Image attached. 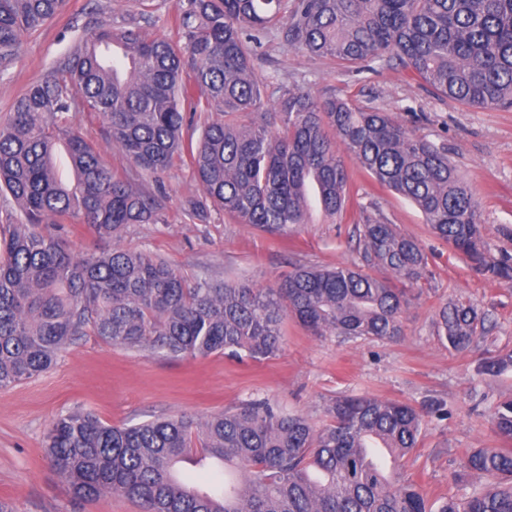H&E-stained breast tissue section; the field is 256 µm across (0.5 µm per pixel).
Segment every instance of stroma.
<instances>
[{"label":"stroma","mask_w":512,"mask_h":512,"mask_svg":"<svg viewBox=\"0 0 512 512\" xmlns=\"http://www.w3.org/2000/svg\"><path fill=\"white\" fill-rule=\"evenodd\" d=\"M175 5L176 0H66L55 18L23 37L15 56L0 60V119L97 23L121 26L134 19L148 37L177 39ZM260 52L269 100H276L281 86L333 94L389 113L413 134L446 144L480 205L486 245L495 254L512 253V111L438 96L395 64L349 72L276 36L263 39ZM76 122L113 172L129 173L166 197V223L135 225L122 246L159 255L186 277L268 288L299 264L351 263L358 257L354 227L369 216L384 217L416 238L433 277L408 290L404 334L396 342L314 336L289 319L277 356L259 362L222 354L169 359L82 337L46 374L0 390V499L17 512H141L136 502L113 493L72 502L44 441L52 420L75 407L111 425H131L182 414L205 418L266 398L319 425L331 402L345 395L416 407L433 397L444 400L447 418L427 419L422 441L397 477L416 484L435 504L471 494L472 480L463 468L467 452L505 445L492 417L501 401L512 398V371L489 379L477 367L487 355L512 350V286L471 269L431 233L413 202L377 185L353 160L345 165L359 193V210L342 224L318 219L272 236L216 211L204 222L190 216L183 203L200 186L189 163H175L159 175L141 171L112 145L101 120L80 112ZM449 301L474 305L492 321V330L471 351H453L435 334L436 313Z\"/></svg>","instance_id":"obj_1"}]
</instances>
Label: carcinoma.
<instances>
[{
	"instance_id": "1",
	"label": "carcinoma",
	"mask_w": 512,
	"mask_h": 512,
	"mask_svg": "<svg viewBox=\"0 0 512 512\" xmlns=\"http://www.w3.org/2000/svg\"><path fill=\"white\" fill-rule=\"evenodd\" d=\"M64 0H0V59L25 33L53 19ZM179 41L148 39L130 23H102L0 121V191L23 224H0V389L46 373L83 336L171 358L260 361L280 351L292 317L315 336L396 341L408 284L428 272L418 242L385 218L355 225L359 261L297 265L274 288L188 280L165 259L112 248L76 256L63 225L95 240L122 238L135 224L166 223V204L116 176L74 122L97 115L133 166L153 175L174 159L192 166L202 195L185 210L201 221L216 208L239 224L283 235L309 223L308 188L340 224L360 206L344 151L379 185L414 202L440 239L493 280L512 284V255H490L479 204L448 148L410 133L387 113L334 95L269 84L257 49L275 32L310 57L348 69L394 61L413 79L461 104L512 110V0H177ZM206 114L201 134L189 129ZM64 148L74 181L56 164ZM471 305L447 303L437 336L457 352L490 331ZM512 369V351L481 359L487 377ZM315 427L299 413L255 400L205 419L192 415L112 426L86 409L60 414L46 455L73 500L107 492L142 512H512V449L475 448L465 468L490 483L460 500L431 505L417 486L370 462L385 448L394 468L418 447L425 418L448 417L431 399L415 408L371 396L339 398ZM492 424L512 440V398ZM214 461L201 490L180 464Z\"/></svg>"
}]
</instances>
